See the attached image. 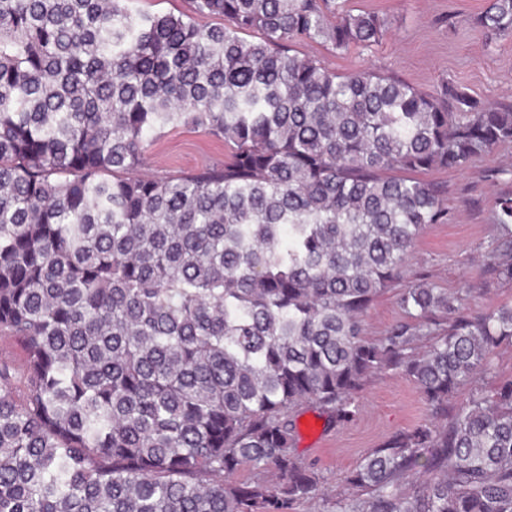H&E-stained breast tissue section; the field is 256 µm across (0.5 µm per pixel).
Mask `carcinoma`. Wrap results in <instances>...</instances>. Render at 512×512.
<instances>
[{
	"label": "carcinoma",
	"mask_w": 512,
	"mask_h": 512,
	"mask_svg": "<svg viewBox=\"0 0 512 512\" xmlns=\"http://www.w3.org/2000/svg\"><path fill=\"white\" fill-rule=\"evenodd\" d=\"M134 2L0 0V341L22 350L0 353V512H291L328 496L298 409L344 423L383 372L433 420L368 452L336 512H512V381L448 407L493 374L512 307L411 284L410 322L362 325L446 217L419 175L512 144V103L293 53L385 37L346 0ZM477 24L512 36V0ZM178 124L224 162L136 175ZM496 206L485 270L512 281V197ZM135 9L142 13H174L187 11L189 5L185 0H138L134 2Z\"/></svg>",
	"instance_id": "cac0c4a2"
}]
</instances>
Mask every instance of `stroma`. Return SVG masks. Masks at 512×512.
<instances>
[{"mask_svg":"<svg viewBox=\"0 0 512 512\" xmlns=\"http://www.w3.org/2000/svg\"><path fill=\"white\" fill-rule=\"evenodd\" d=\"M487 0H349L354 10L385 17L387 37L370 49L341 52L330 43L305 40L299 56L338 73L368 69L397 77L419 90L435 91L447 82L488 106L512 102V37L487 41L475 19ZM222 140L190 126L166 129L147 154V175L178 176L224 161ZM437 185L447 216L419 235L404 279L428 282L448 294H467V306L479 313L512 305V282L485 276L483 260L498 236L496 201L512 193V144L474 159L462 168L424 173ZM407 316L395 292L379 296L363 318L365 335L380 339ZM429 412L414 384L397 374L373 376L359 395V409L346 423H330L312 404L298 416L297 453L325 480L330 496L293 512H336L347 495L344 482L363 456L391 435L427 420Z\"/></svg>","mask_w":512,"mask_h":512,"instance_id":"1","label":"stroma"}]
</instances>
